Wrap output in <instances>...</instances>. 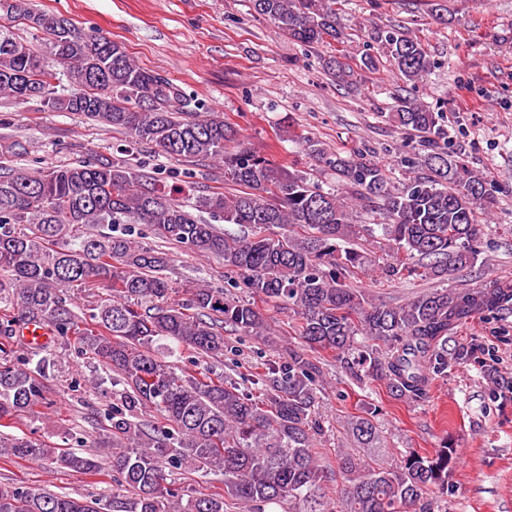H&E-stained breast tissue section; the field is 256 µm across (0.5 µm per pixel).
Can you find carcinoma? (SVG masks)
Segmentation results:
<instances>
[{
	"mask_svg": "<svg viewBox=\"0 0 512 512\" xmlns=\"http://www.w3.org/2000/svg\"><path fill=\"white\" fill-rule=\"evenodd\" d=\"M249 2L300 43L339 35L336 0ZM16 20L46 36L42 52L18 38ZM378 43L410 87L388 118L419 138L423 173L396 187L378 163L301 138L306 154L346 186L338 194L251 147L228 149L238 140L234 126L206 113L174 80L138 65L102 31L32 0H0V96L82 113L157 155L221 163L224 179L240 186L227 194L202 190L186 205L125 157L43 172L0 166V461L46 462L94 476L104 460L117 483L103 503L3 484L0 512H227L228 500L241 512L274 505L288 512H432L430 494L448 493L458 449L445 442L391 465L367 416L349 425L372 462L341 451L333 464L321 455V367L305 349L288 348L246 387L214 372L207 360L224 356V327L263 339L266 309L201 280L177 297L168 253L135 238L136 227L146 225L198 256L222 258L260 300L288 304L302 343L330 354L354 381L382 382L403 401L425 398L435 378L472 356L471 347L450 349L448 342L470 321L512 304V280L444 285L398 306L371 303L348 283L365 270L367 246L392 258L386 269L393 275L411 262L443 280L472 267L484 235L477 213L492 204L483 175L440 150L448 130L413 94L433 66L421 42L390 28ZM56 65L71 90L57 84ZM357 207L384 222L350 223ZM200 213L249 233L229 237ZM93 285L105 294L78 307L71 292ZM33 322L48 327L51 342L113 373L98 456L74 451L84 438L70 433L49 445L3 432L48 403V371L58 363L52 349L38 348L32 368L35 353L12 348ZM187 351L194 359L177 366ZM191 470L224 476V487H178L179 472Z\"/></svg>",
	"mask_w": 512,
	"mask_h": 512,
	"instance_id": "obj_1",
	"label": "carcinoma"
}]
</instances>
